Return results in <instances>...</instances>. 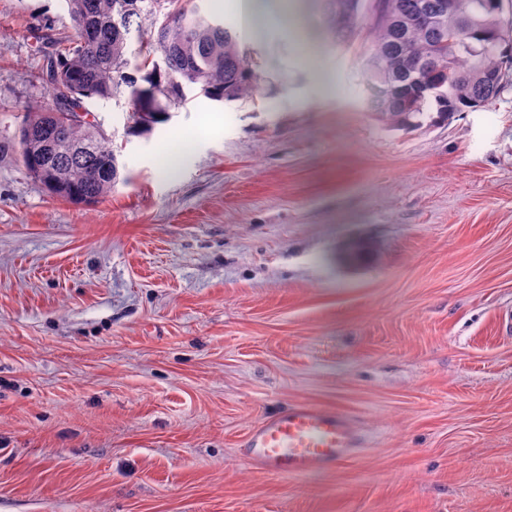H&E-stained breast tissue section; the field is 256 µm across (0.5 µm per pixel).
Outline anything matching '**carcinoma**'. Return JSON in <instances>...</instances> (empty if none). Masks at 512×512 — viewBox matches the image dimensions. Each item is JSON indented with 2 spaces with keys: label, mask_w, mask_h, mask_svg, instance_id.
<instances>
[{
  "label": "carcinoma",
  "mask_w": 512,
  "mask_h": 512,
  "mask_svg": "<svg viewBox=\"0 0 512 512\" xmlns=\"http://www.w3.org/2000/svg\"><path fill=\"white\" fill-rule=\"evenodd\" d=\"M65 0L75 35L54 40L45 76L50 100L31 101L18 129V156L32 179L56 198L96 204L112 195L118 165L112 139L86 120L87 104L124 96L128 134L144 136L171 117L188 94L212 101H247L259 73L241 23L187 21L181 0ZM338 47L366 41L363 75L373 91L366 111L394 130H418L474 112L512 77V24L503 0H320ZM66 125L64 146L52 157L42 140Z\"/></svg>",
  "instance_id": "cac0c4a2"
}]
</instances>
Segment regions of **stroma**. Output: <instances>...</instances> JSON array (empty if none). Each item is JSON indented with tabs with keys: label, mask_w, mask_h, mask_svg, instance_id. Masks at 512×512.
<instances>
[{
	"label": "stroma",
	"mask_w": 512,
	"mask_h": 512,
	"mask_svg": "<svg viewBox=\"0 0 512 512\" xmlns=\"http://www.w3.org/2000/svg\"><path fill=\"white\" fill-rule=\"evenodd\" d=\"M275 2L256 99L147 137L90 103L120 180L85 206L17 160L64 0H0V512H512V86L390 130L360 48ZM301 404L348 415L354 457L249 468L248 427Z\"/></svg>",
	"instance_id": "1"
}]
</instances>
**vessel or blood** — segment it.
Returning a JSON list of instances; mask_svg holds the SVG:
<instances>
[{"instance_id":"1","label":"vessel or blood","mask_w":512,"mask_h":512,"mask_svg":"<svg viewBox=\"0 0 512 512\" xmlns=\"http://www.w3.org/2000/svg\"><path fill=\"white\" fill-rule=\"evenodd\" d=\"M359 445L347 416L300 405L252 425L240 448L244 460L261 472L304 475L335 467L351 458Z\"/></svg>"}]
</instances>
